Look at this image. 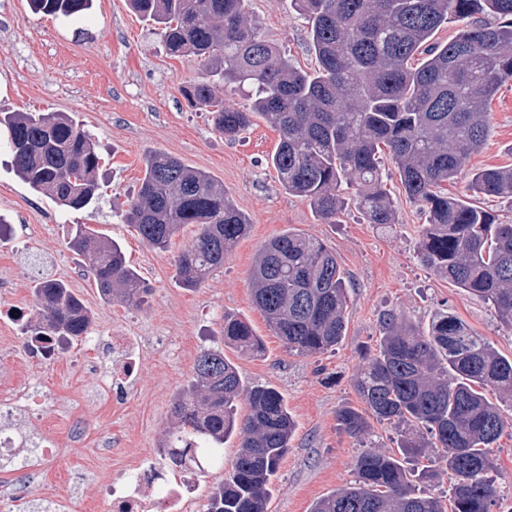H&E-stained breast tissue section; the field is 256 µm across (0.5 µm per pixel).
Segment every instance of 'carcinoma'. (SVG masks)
<instances>
[{
  "label": "carcinoma",
  "mask_w": 512,
  "mask_h": 512,
  "mask_svg": "<svg viewBox=\"0 0 512 512\" xmlns=\"http://www.w3.org/2000/svg\"><path fill=\"white\" fill-rule=\"evenodd\" d=\"M145 21L161 26L167 52L200 61L205 77L182 87L193 107L213 114L216 131L235 137L258 116L279 132L270 163L288 193L306 199L330 221L355 189L369 223H398L380 162L387 148L409 201L424 211L423 263L455 287L491 304L512 324V224H501L443 185L458 178L488 133L487 107L512 80V0H289L308 25L317 67L297 68L267 40L248 0H129ZM43 14L79 16L89 0H30ZM463 22L442 44L450 19ZM249 84L247 107L224 105V91ZM19 176L34 191L79 210L97 196V145L63 113L14 112L0 119ZM475 194L512 199V168L472 174ZM158 249L187 224L198 226L179 255L177 278L197 288L245 234L248 219L224 184L179 159L154 152L123 215ZM72 248L94 273L104 299L139 304L146 289L112 238L76 229ZM252 295L270 330L290 352L333 348L346 328L347 289L336 257L318 239L288 229L258 251ZM39 318L31 335L78 340L92 319L60 280L37 284ZM224 343L260 354L263 340L234 314L224 315ZM493 386L500 401L478 390ZM353 387L364 405L336 410L355 437L371 423L398 429L404 458L433 456L450 474L448 503L415 490L403 464L366 452L348 486L319 499L311 512H493L492 448L505 428L499 402L512 404V358L500 354L451 311L436 313L421 332L395 311L380 320L375 352L365 356ZM246 394L250 413L236 416ZM176 427L165 456L179 468L204 450L213 461L232 435L240 443L232 470L214 487L204 512H266L269 488L289 448L295 422L275 388L244 390L224 351L203 349L173 402Z\"/></svg>",
  "instance_id": "carcinoma-1"
}]
</instances>
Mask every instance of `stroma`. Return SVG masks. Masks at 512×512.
Listing matches in <instances>:
<instances>
[{"instance_id": "obj_1", "label": "stroma", "mask_w": 512, "mask_h": 512, "mask_svg": "<svg viewBox=\"0 0 512 512\" xmlns=\"http://www.w3.org/2000/svg\"><path fill=\"white\" fill-rule=\"evenodd\" d=\"M263 35L301 69L316 65L304 19L288 0H249ZM203 71L191 57L166 53L158 29L127 0H92L78 19L34 13L28 0H0V113L64 112L97 142L101 156L98 201L83 210L60 207L36 193L0 149V304L35 315L34 288L43 278L63 280L92 315L90 340H78L46 362L24 346L19 326L0 322V390L16 394L17 435L52 447L46 458L20 469L0 459V503L10 512H109L106 484L133 473L167 472L162 444L172 403L189 380L200 351L223 350L244 387L267 385L284 397L295 432L271 485L266 512H310L317 500L353 481L358 457L393 453V426L373 423L359 439L339 428L336 410L359 407L352 380L375 346L379 319L393 310L427 331L432 315L447 309L512 358V324L482 299L435 275L421 260L425 216L406 198L391 159H384L386 188L398 222L389 233L368 224L356 203L325 223L301 197L288 194L269 158L279 133L253 118L236 139L219 134L212 115L193 108L181 88ZM483 149L447 185L503 223L512 201L473 194L472 172L512 165V81L488 104ZM162 151L222 182L250 224L198 288H183L176 275L180 253L197 233L189 224L159 250L124 224L122 213L144 175L147 155ZM110 236L149 288L138 306L104 301L90 271L69 245L75 225ZM321 240L348 284L343 339L317 355L289 352L255 306L250 272L259 248L286 229ZM246 320L264 340L258 356L224 343L225 314ZM135 340L137 370L123 386L104 387L112 363L111 337ZM506 427L494 452L493 475L503 512H512V406L503 405ZM418 490L448 497L452 478L424 458L405 460Z\"/></svg>"}]
</instances>
